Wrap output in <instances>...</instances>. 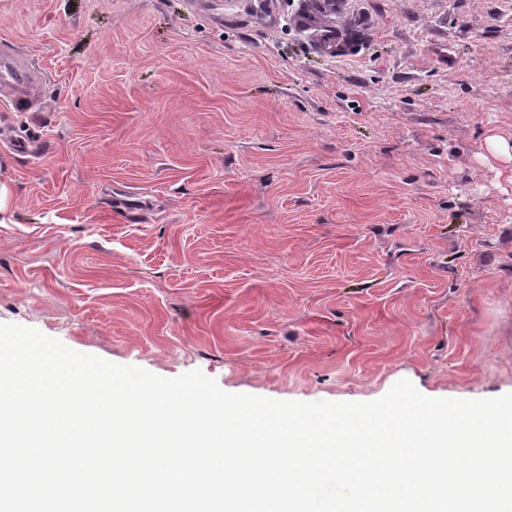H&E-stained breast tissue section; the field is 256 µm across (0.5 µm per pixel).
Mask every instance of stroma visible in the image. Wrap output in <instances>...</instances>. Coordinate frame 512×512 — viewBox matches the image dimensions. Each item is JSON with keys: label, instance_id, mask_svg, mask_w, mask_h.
Segmentation results:
<instances>
[{"label": "stroma", "instance_id": "1", "mask_svg": "<svg viewBox=\"0 0 512 512\" xmlns=\"http://www.w3.org/2000/svg\"><path fill=\"white\" fill-rule=\"evenodd\" d=\"M0 0V324L227 392H512V0ZM310 9H309V18L313 22L310 24L316 31L320 34V40L326 43H331L336 39V29L333 27V16L336 15V10L333 7L332 9L326 10L323 9L325 2H321L320 0H310ZM323 33V34H322ZM0 74L4 84H13L19 88H27L31 83L30 75L21 65L18 58H0Z\"/></svg>", "mask_w": 512, "mask_h": 512}]
</instances>
